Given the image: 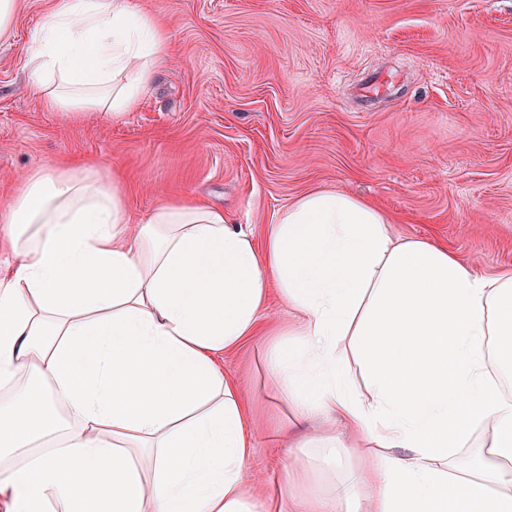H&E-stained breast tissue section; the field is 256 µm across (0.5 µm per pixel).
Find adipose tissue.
Here are the masks:
<instances>
[{
    "instance_id": "ef3b65f1",
    "label": "adipose tissue",
    "mask_w": 512,
    "mask_h": 512,
    "mask_svg": "<svg viewBox=\"0 0 512 512\" xmlns=\"http://www.w3.org/2000/svg\"><path fill=\"white\" fill-rule=\"evenodd\" d=\"M170 46L132 0H53L26 91L119 118ZM389 222L313 192L259 245L186 200L131 223L92 166L27 172L0 206V512H512V395L489 363L512 355V270L478 272ZM274 289L296 314L274 384L328 429L261 497L221 358L260 332ZM480 428L493 436L475 448Z\"/></svg>"
}]
</instances>
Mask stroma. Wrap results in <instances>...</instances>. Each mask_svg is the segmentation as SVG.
Masks as SVG:
<instances>
[{"mask_svg": "<svg viewBox=\"0 0 512 512\" xmlns=\"http://www.w3.org/2000/svg\"><path fill=\"white\" fill-rule=\"evenodd\" d=\"M164 19L172 57L123 118L71 120L25 93V52L48 0L0 41V205L36 165L118 174L133 222L159 203L223 207L263 241L317 190L361 197L399 238L478 271L512 268V0H134ZM387 82L374 97L362 89ZM278 336L224 356L250 405V466L278 492L287 425L270 360Z\"/></svg>", "mask_w": 512, "mask_h": 512, "instance_id": "obj_1", "label": "stroma"}]
</instances>
